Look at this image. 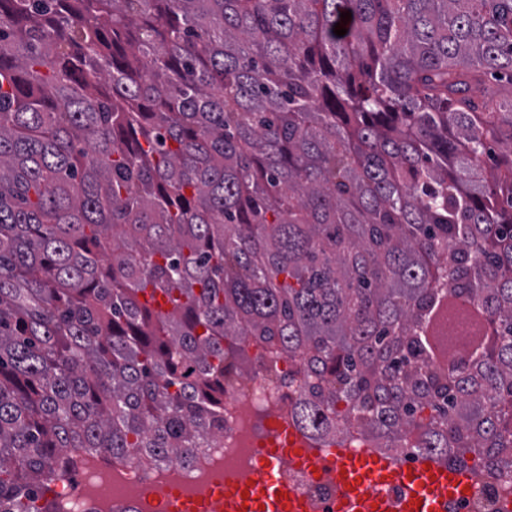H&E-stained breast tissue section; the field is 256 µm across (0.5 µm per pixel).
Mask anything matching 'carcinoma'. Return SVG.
Masks as SVG:
<instances>
[{"mask_svg":"<svg viewBox=\"0 0 512 512\" xmlns=\"http://www.w3.org/2000/svg\"><path fill=\"white\" fill-rule=\"evenodd\" d=\"M488 77L512 0H0V512H57L69 448L201 447L247 341L313 438L511 465Z\"/></svg>","mask_w":512,"mask_h":512,"instance_id":"carcinoma-1","label":"carcinoma"}]
</instances>
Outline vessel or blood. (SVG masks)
I'll use <instances>...</instances> for the list:
<instances>
[{
  "label": "vessel or blood",
  "mask_w": 512,
  "mask_h": 512,
  "mask_svg": "<svg viewBox=\"0 0 512 512\" xmlns=\"http://www.w3.org/2000/svg\"><path fill=\"white\" fill-rule=\"evenodd\" d=\"M326 469L335 471L340 489L336 512H447L450 501L461 498L472 483L469 468L427 461L410 464L366 451H331ZM224 512H308L302 496L266 460L252 480L224 483Z\"/></svg>",
  "instance_id": "obj_1"
}]
</instances>
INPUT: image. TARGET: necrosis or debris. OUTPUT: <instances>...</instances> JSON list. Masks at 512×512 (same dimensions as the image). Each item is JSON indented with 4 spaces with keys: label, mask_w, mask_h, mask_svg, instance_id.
Wrapping results in <instances>:
<instances>
[{
    "label": "necrosis or debris",
    "mask_w": 512,
    "mask_h": 512,
    "mask_svg": "<svg viewBox=\"0 0 512 512\" xmlns=\"http://www.w3.org/2000/svg\"><path fill=\"white\" fill-rule=\"evenodd\" d=\"M249 363L224 390V429L205 447L192 449L187 462L150 463L141 458L111 459L86 449H68L71 475L56 491L62 512H163L174 493L188 500L210 496L225 477L248 478L259 466L269 433L267 423L291 425L288 412L299 391L287 358H271L261 348L243 347ZM280 476L301 490L311 512H333L336 486L331 476L314 480L289 453L280 456ZM512 502V474L477 471L469 500L448 512H499Z\"/></svg>",
    "instance_id": "obj_1"
}]
</instances>
